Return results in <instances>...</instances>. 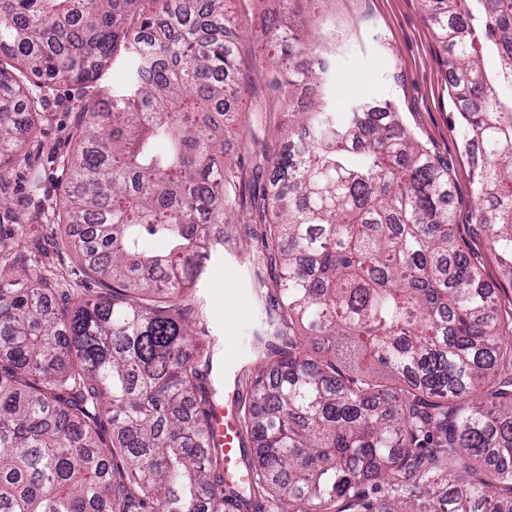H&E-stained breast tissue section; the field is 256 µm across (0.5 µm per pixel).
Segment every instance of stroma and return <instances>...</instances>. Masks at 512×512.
<instances>
[{"label": "stroma", "instance_id": "obj_1", "mask_svg": "<svg viewBox=\"0 0 512 512\" xmlns=\"http://www.w3.org/2000/svg\"><path fill=\"white\" fill-rule=\"evenodd\" d=\"M227 8L240 51L234 105L243 127L224 135L237 203L224 218V247L196 286L198 329L218 357L224 354L225 337L246 339L266 329L265 305L254 293V270L259 241L269 235L270 217L259 214L252 202L269 186L268 153L288 139V115L301 107L287 87H275L252 40L265 17L277 10L276 0H227ZM292 11L306 23L304 37L320 43L328 57L329 77L315 87L316 99L339 114L358 97L394 103L404 126L453 178V221L460 227L465 250L476 254L490 287L498 289L502 299L512 300V285L496 257L472 233L474 167L455 129L449 56L429 25L422 0H326L319 23L309 19L308 0H300ZM122 79L116 65L95 81L56 83L46 89L44 117L26 137L8 181L0 182V199L8 202L0 207V268L17 260L72 297L99 292V283L84 275L81 259L64 248L72 226L57 223L54 213L63 203V160L72 150L73 132L87 118L85 104ZM228 288L244 289L246 296L237 320L227 326L217 315L224 309Z\"/></svg>", "mask_w": 512, "mask_h": 512}]
</instances>
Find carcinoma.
<instances>
[{
  "instance_id": "1",
  "label": "carcinoma",
  "mask_w": 512,
  "mask_h": 512,
  "mask_svg": "<svg viewBox=\"0 0 512 512\" xmlns=\"http://www.w3.org/2000/svg\"><path fill=\"white\" fill-rule=\"evenodd\" d=\"M424 2L477 172L474 229L512 285V0ZM226 29L224 0H0V181L41 83L93 81L120 49L126 72L84 107L66 162L63 221L85 226L70 247L103 288L58 301L0 270V512H226L190 293L237 202ZM255 38L289 88L325 83L293 28ZM292 117L305 140L272 149L262 197L281 303L256 337L246 491L278 512H512V306L462 249L448 170L389 102Z\"/></svg>"
}]
</instances>
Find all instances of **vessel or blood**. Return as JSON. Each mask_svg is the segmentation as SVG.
Here are the masks:
<instances>
[{
  "label": "vessel or blood",
  "mask_w": 512,
  "mask_h": 512,
  "mask_svg": "<svg viewBox=\"0 0 512 512\" xmlns=\"http://www.w3.org/2000/svg\"><path fill=\"white\" fill-rule=\"evenodd\" d=\"M242 346L240 337H225L224 357L217 363L213 374L215 385L222 387L226 398L213 402L211 406L209 433L212 444L217 446L223 457L224 476L228 479L246 466L251 454L241 426L240 405L235 397L239 376L248 360Z\"/></svg>",
  "instance_id": "1"
}]
</instances>
